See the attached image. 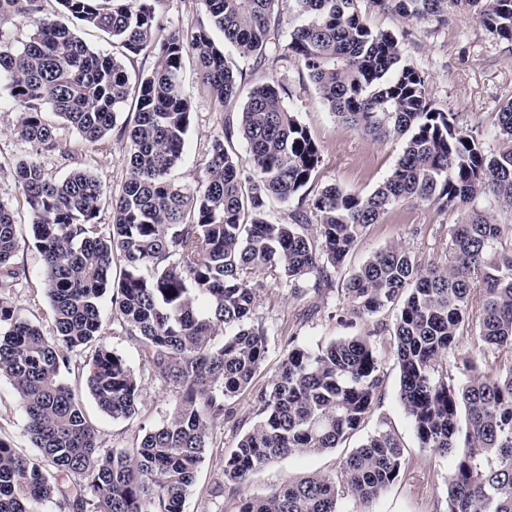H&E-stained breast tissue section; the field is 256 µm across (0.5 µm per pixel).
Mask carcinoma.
I'll use <instances>...</instances> for the list:
<instances>
[{
    "instance_id": "obj_1",
    "label": "carcinoma",
    "mask_w": 512,
    "mask_h": 512,
    "mask_svg": "<svg viewBox=\"0 0 512 512\" xmlns=\"http://www.w3.org/2000/svg\"><path fill=\"white\" fill-rule=\"evenodd\" d=\"M158 0H59L65 13L109 34L121 55L91 50L65 24L42 14L41 0H0V22L22 13L34 32L14 48L0 32V81L18 112L16 131L38 149H59L49 115L87 141L114 127L128 96L123 59L150 51L152 70L137 86L128 128L129 176L112 194V224L99 215L107 191L76 168L62 181L36 156L14 177L32 216L35 247L53 313V335L0 300V375L26 415L41 462L0 439V512H181L209 445L210 427L234 418L235 398L261 371L270 328L258 317L255 277L293 294L326 293L365 229L407 202L459 215L445 261L422 265L396 242L376 251L344 282L353 313L396 304L393 356L398 398L419 447L449 459L445 512H512V224L475 205L493 197L512 215V98L497 113L495 149L454 112L433 107L425 77L403 57L397 37L371 28L359 0H294L303 24L276 41L278 0H201L208 22L166 31ZM414 22L442 23L448 5L467 8L497 37L512 41V0H372ZM264 61L286 51L321 102L372 141L398 139L391 173L371 193L335 184L313 197L322 150L287 89L252 88L239 126L210 142L194 188L167 178L182 158L192 113L181 88L185 59L223 108L237 95L224 46ZM240 135L248 157L231 142ZM299 197L291 223H273V200ZM17 224L0 201V285L16 278ZM119 276L112 277V269ZM112 324L134 338L154 376L177 393L161 425L132 448L103 446L63 378L85 356L87 385L102 412L135 419L142 385L122 354L103 343ZM475 332L462 358L465 384L448 382V354ZM372 333L310 350L289 338L267 385L254 394L257 420L224 458V487L241 491L257 470L293 454L336 448L364 427L382 400ZM404 446L382 422L339 465L337 479L311 476L242 497L238 512H343L341 495L363 504L398 479Z\"/></svg>"
}]
</instances>
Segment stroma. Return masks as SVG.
Returning <instances> with one entry per match:
<instances>
[{
	"mask_svg": "<svg viewBox=\"0 0 512 512\" xmlns=\"http://www.w3.org/2000/svg\"><path fill=\"white\" fill-rule=\"evenodd\" d=\"M359 8L371 28L397 35L403 56L424 75L436 108L458 113L461 124L492 134L497 112L512 98V43L490 34L461 10L451 13L447 23L439 24L405 20L397 14L380 11L372 0H360ZM236 65L242 90L272 79L285 85L289 92L287 107L297 113L322 149L318 186L334 184L367 194L391 173L400 155L399 143L371 141L340 122L322 105L314 85L294 57L286 56L263 65L240 58ZM182 84L193 115L182 160L169 178L193 187L207 166L211 139L221 134L227 119L238 118L242 105L236 102L219 108L202 84L193 61L184 64ZM135 113L136 99L131 96L115 126L96 143L84 140L74 128L57 123L56 139L72 153L71 160L66 161L54 151L35 152L30 143L16 134L13 102L7 90H0V200L9 202L19 237V249L13 260L19 277L0 289V299L12 305L21 317L39 324L43 331L51 329L50 304L42 263L33 246L29 207L13 170L19 161L36 153L46 172L55 179H63L71 170L83 168L96 175L106 189H118L128 175L124 129L132 123ZM455 220V215L438 212L425 204L407 203L366 229L338 273V285L332 291L295 299L287 289L266 284L256 308L257 317L274 328L266 359L249 390L237 399L234 419L217 424L212 430L211 442L183 504V512H236L238 496L222 489L224 458L235 450L239 439L255 423L252 394L264 387L278 369L289 340L315 349L339 337L362 335L370 329L375 332L383 386L382 400L367 426L372 429L379 421H386L404 445L407 465L398 480L371 507L348 498L343 508L345 512H444L448 461L419 447L398 399L400 372L390 349L396 313L390 310L365 321L351 320L348 300L340 284L371 254L394 242L402 243L422 262H443ZM103 341L126 358L141 381L138 418L115 420L100 412L87 390L83 357L74 359L65 379L105 446L129 448L135 444L141 427L152 428L167 419L176 394L144 369L135 340L111 333ZM0 439L9 442L19 454L38 453L26 432L23 404L3 376H0ZM363 439V434L358 433L325 453L282 458L254 474L247 491L260 495L313 474L336 475L340 460Z\"/></svg>",
	"mask_w": 512,
	"mask_h": 512,
	"instance_id": "obj_1",
	"label": "stroma"
}]
</instances>
